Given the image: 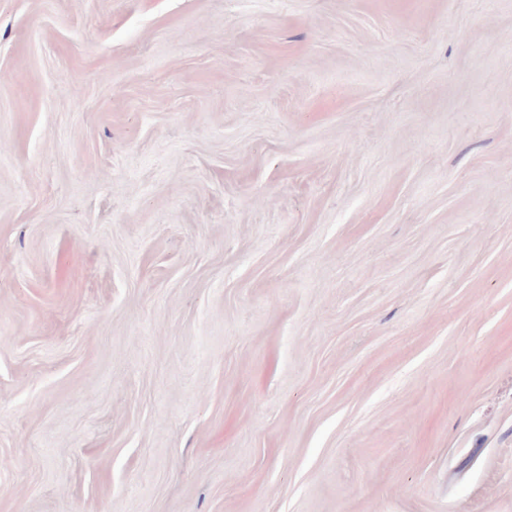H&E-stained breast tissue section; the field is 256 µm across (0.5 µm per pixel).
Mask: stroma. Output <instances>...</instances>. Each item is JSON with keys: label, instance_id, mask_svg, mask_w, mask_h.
<instances>
[{"label": "stroma", "instance_id": "1", "mask_svg": "<svg viewBox=\"0 0 512 512\" xmlns=\"http://www.w3.org/2000/svg\"><path fill=\"white\" fill-rule=\"evenodd\" d=\"M0 512H512V0H0Z\"/></svg>", "mask_w": 512, "mask_h": 512}]
</instances>
